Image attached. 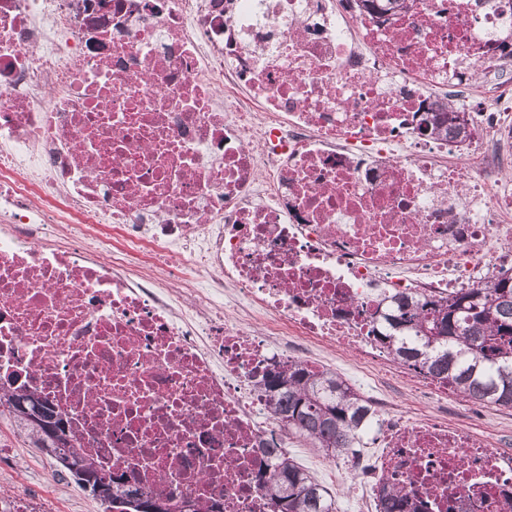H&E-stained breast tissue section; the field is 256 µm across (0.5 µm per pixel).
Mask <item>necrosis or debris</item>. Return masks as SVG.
Instances as JSON below:
<instances>
[{"label":"necrosis or debris","mask_w":512,"mask_h":512,"mask_svg":"<svg viewBox=\"0 0 512 512\" xmlns=\"http://www.w3.org/2000/svg\"><path fill=\"white\" fill-rule=\"evenodd\" d=\"M410 3L0 0V387L143 490L273 512L264 451L300 441L263 379L341 368L351 512H512V449L374 340L392 297L512 268V0ZM444 98L465 136L422 132ZM378 512H426L421 501L401 489L383 487L378 493Z\"/></svg>","instance_id":"4bbe7bcc"}]
</instances>
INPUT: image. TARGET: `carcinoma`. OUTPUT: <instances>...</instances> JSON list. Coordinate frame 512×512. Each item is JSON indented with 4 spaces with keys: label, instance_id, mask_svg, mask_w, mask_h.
I'll return each instance as SVG.
<instances>
[{
    "label": "carcinoma",
    "instance_id": "carcinoma-1",
    "mask_svg": "<svg viewBox=\"0 0 512 512\" xmlns=\"http://www.w3.org/2000/svg\"><path fill=\"white\" fill-rule=\"evenodd\" d=\"M429 133L448 132V103L433 102ZM375 337L397 363L448 384L464 397L512 407V270L462 288L446 297L411 301L394 298L381 313ZM264 389L276 418L288 423L312 447L336 458L356 451L370 418L366 399L332 371L313 372L298 364L276 370ZM0 408L28 430L34 447L48 448L47 425L63 432L62 419L33 393L0 391ZM74 458L76 483L108 508L143 512L138 503L165 501L163 512L179 505L145 492L127 475L102 474L74 444L59 436ZM259 472L274 512H336L335 500L302 467L277 453ZM378 512H424L410 493L389 487L378 493Z\"/></svg>",
    "mask_w": 512,
    "mask_h": 512
}]
</instances>
